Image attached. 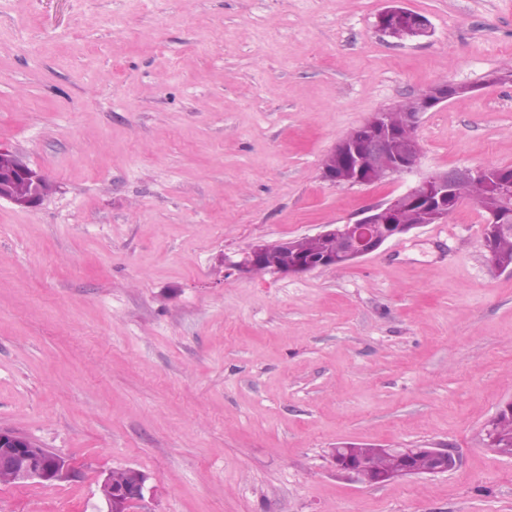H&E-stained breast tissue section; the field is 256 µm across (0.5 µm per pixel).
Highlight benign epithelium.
Segmentation results:
<instances>
[{
	"instance_id": "benign-epithelium-1",
	"label": "benign epithelium",
	"mask_w": 512,
	"mask_h": 512,
	"mask_svg": "<svg viewBox=\"0 0 512 512\" xmlns=\"http://www.w3.org/2000/svg\"><path fill=\"white\" fill-rule=\"evenodd\" d=\"M412 27L420 35L431 31L427 19L416 16L407 10L388 6L376 18V28L390 36L394 31ZM462 86L442 82L434 84L417 96L412 111L404 113L399 124L392 123L385 110L372 113L363 124L342 137L331 154L336 163L322 165V178L334 186L344 183L350 185H372L378 183L376 176L384 174L395 179L412 173L422 154V146L416 136V130L423 116L434 111L439 105L458 96ZM9 161V165L0 168V200H5L20 209L37 208L50 189L47 179L40 172L28 166L16 153L0 146V159ZM486 176L479 167L434 170L422 177L399 196L362 213V217L352 224H327L318 236L333 243L332 251L316 258L300 260L289 270H277V273L303 274L316 269L333 268L340 263L346 265L378 250L387 241L400 237L408 229L398 224L399 205H409L429 211V214L441 223L457 209L462 200L455 194V186L462 180H476ZM24 180L32 185L31 194L17 197L10 194L11 184ZM494 193L506 205L512 204V172L505 169L490 182ZM264 242L254 243L241 254L237 261L224 257V264L243 274L267 271ZM431 461V468L425 475L444 474L452 470L456 457L448 448L422 449ZM330 457L336 470L359 478L367 484H379L395 478L413 477L416 472L405 467L395 476L378 474L373 479L359 474L361 458L346 449L332 450ZM0 470L12 473L17 484L37 482L54 484L65 481L72 474V467L62 457L38 442L19 433L0 428ZM143 477L129 487L112 489V479L107 476L101 483L100 492L105 502L106 512H130L132 506L141 503L145 494L153 493Z\"/></svg>"
}]
</instances>
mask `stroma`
<instances>
[{"label": "stroma", "mask_w": 512, "mask_h": 512, "mask_svg": "<svg viewBox=\"0 0 512 512\" xmlns=\"http://www.w3.org/2000/svg\"><path fill=\"white\" fill-rule=\"evenodd\" d=\"M0 0V144L53 190L0 201V428L71 479L0 486V512H512L485 427L512 400V274L463 202L342 268L242 277L225 256L312 237L403 193L335 187L334 145L444 81L419 174L512 166V0ZM449 448L455 468L370 486L330 448ZM404 27H413L418 34L425 36L431 31L427 19L416 16L407 10H399L388 6L377 15L376 28L388 36H391L395 30ZM112 479L108 474L101 483L100 492L107 510L105 512H130L133 505L141 503L145 494L153 493V488L148 487V476L129 487L113 490V487L122 486L134 482L144 472L135 468H119L112 470Z\"/></svg>", "instance_id": "obj_1"}]
</instances>
